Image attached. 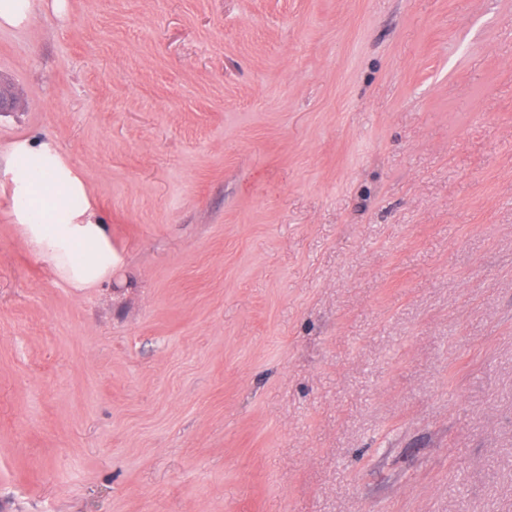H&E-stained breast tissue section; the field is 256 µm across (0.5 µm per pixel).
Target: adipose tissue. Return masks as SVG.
<instances>
[{
  "mask_svg": "<svg viewBox=\"0 0 512 512\" xmlns=\"http://www.w3.org/2000/svg\"><path fill=\"white\" fill-rule=\"evenodd\" d=\"M12 211L23 234L76 288L109 275L116 256L107 225L79 174L50 140H18L6 152Z\"/></svg>",
  "mask_w": 512,
  "mask_h": 512,
  "instance_id": "obj_1",
  "label": "adipose tissue"
}]
</instances>
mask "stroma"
<instances>
[{
    "label": "stroma",
    "instance_id": "obj_1",
    "mask_svg": "<svg viewBox=\"0 0 512 512\" xmlns=\"http://www.w3.org/2000/svg\"><path fill=\"white\" fill-rule=\"evenodd\" d=\"M0 81L118 257L0 173V512H512V0H68ZM5 159L13 220L56 274L74 288L92 286L109 275L116 256L107 224L57 145L18 140ZM71 199L78 204H67Z\"/></svg>",
    "mask_w": 512,
    "mask_h": 512
}]
</instances>
